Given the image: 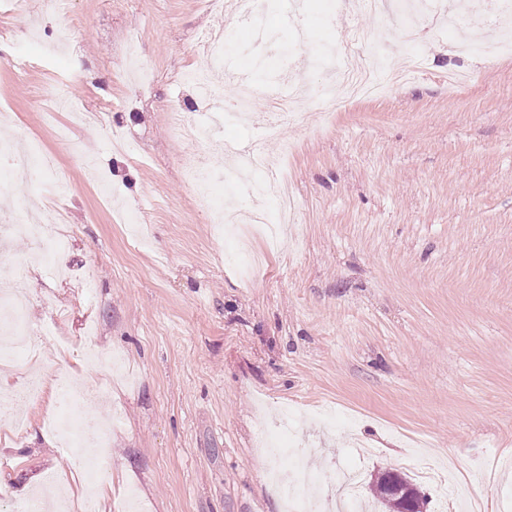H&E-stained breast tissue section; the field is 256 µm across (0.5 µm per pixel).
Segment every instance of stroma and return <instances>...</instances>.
<instances>
[{"label":"stroma","mask_w":512,"mask_h":512,"mask_svg":"<svg viewBox=\"0 0 512 512\" xmlns=\"http://www.w3.org/2000/svg\"><path fill=\"white\" fill-rule=\"evenodd\" d=\"M15 17L0 0V140L36 144L43 180L63 179L62 201L40 184L14 187L65 228L59 279L26 240L0 252V290L24 280L32 359L47 381L81 380L80 413L119 412L99 458L100 491L85 507L71 456L43 425L56 390L30 411L26 431L0 432V512H23L33 479L56 477L73 512H109L135 493L139 512H282L261 477L257 437L287 410L309 463L359 469L360 494L392 468L418 480L427 512H457L456 489L488 512L512 502V58L458 54L470 28L428 20L424 66L401 86L355 100L322 123L291 121L284 175L298 202L277 249L244 278L224 258L237 247L215 233L182 161L200 146L169 132L168 104L209 114L181 83L199 39L223 13L208 0H68L63 12L30 0ZM406 15L387 0L384 22L359 0H278L264 50L246 38L230 65L279 92L287 48L329 46L359 28L366 58L388 64ZM310 32L299 43V28ZM473 73L463 96L449 69ZM69 80L94 117L53 110ZM121 359L122 370L109 366Z\"/></svg>","instance_id":"obj_1"}]
</instances>
